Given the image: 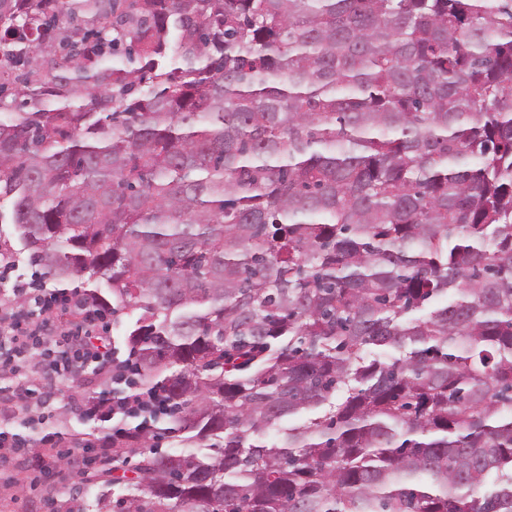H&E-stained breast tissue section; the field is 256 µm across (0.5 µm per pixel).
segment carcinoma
<instances>
[{"label":"carcinoma","mask_w":512,"mask_h":512,"mask_svg":"<svg viewBox=\"0 0 512 512\" xmlns=\"http://www.w3.org/2000/svg\"><path fill=\"white\" fill-rule=\"evenodd\" d=\"M0 113L169 396L95 512H512V0H0Z\"/></svg>","instance_id":"cac0c4a2"}]
</instances>
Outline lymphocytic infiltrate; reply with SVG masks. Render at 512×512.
Returning a JSON list of instances; mask_svg holds the SVG:
<instances>
[{"mask_svg":"<svg viewBox=\"0 0 512 512\" xmlns=\"http://www.w3.org/2000/svg\"><path fill=\"white\" fill-rule=\"evenodd\" d=\"M110 316L76 288L46 292L18 284L10 296L0 298V372L14 378L0 387V409L28 411L23 429L37 430L42 444H55L50 409L58 398L59 377L83 375L94 367L100 391L92 399L70 394L68 402L82 414L100 422L120 424L128 418L148 421L168 406L164 392L143 391L129 383L130 359L112 349ZM112 462V443L103 441L94 456L82 459L65 491H47V512L69 507L75 492L83 489L93 463Z\"/></svg>","mask_w":512,"mask_h":512,"instance_id":"f902f5d3","label":"lymphocytic infiltrate"}]
</instances>
